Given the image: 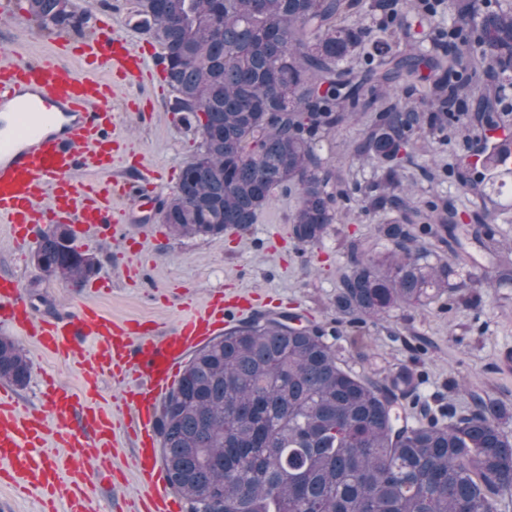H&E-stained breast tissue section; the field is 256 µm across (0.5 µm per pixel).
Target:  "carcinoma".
I'll list each match as a JSON object with an SVG mask.
<instances>
[{"label":"carcinoma","mask_w":512,"mask_h":512,"mask_svg":"<svg viewBox=\"0 0 512 512\" xmlns=\"http://www.w3.org/2000/svg\"><path fill=\"white\" fill-rule=\"evenodd\" d=\"M39 28L76 23L73 0H24ZM455 20L439 33L441 51L415 55L395 31L371 42L373 67L348 65L369 29L351 19L360 0H134L131 20L163 48L169 111L203 131L200 151L180 171L164 204L163 223L181 237L209 238L255 223L278 188L295 192L292 236L313 248L340 221L345 179L317 144L358 113L376 121L355 144L361 161L384 168L369 208L417 213L402 174L415 140L453 126L460 98L478 132L474 170L458 178L478 195L497 191L495 175L512 154V135L483 65L512 81V7L483 12L477 0H439ZM481 55L457 81L460 47ZM429 82L431 110L390 102L403 80ZM427 224H381L384 247L345 240L347 266L336 294V322L359 329L391 311L453 305L456 261L436 251L456 236L458 210L430 203ZM479 216L467 234L485 244ZM43 272L69 288L95 272L94 256L64 244L52 229L35 249ZM336 328L296 313L244 321L210 340L185 364L158 420L170 485L187 512H512V437L501 429L507 409L477 397L456 410L418 396L423 374L401 364L374 378L338 357ZM31 359L0 336V380L23 387Z\"/></svg>","instance_id":"obj_1"}]
</instances>
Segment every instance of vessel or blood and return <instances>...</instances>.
I'll return each mask as SVG.
<instances>
[{"label":"vessel or blood","instance_id":"b4317fda","mask_svg":"<svg viewBox=\"0 0 512 512\" xmlns=\"http://www.w3.org/2000/svg\"><path fill=\"white\" fill-rule=\"evenodd\" d=\"M71 53L81 58L86 74L52 58L25 62L0 55V220L20 242L31 238L36 225L53 222L73 225L80 233L94 228L104 238L122 228L112 198L129 193L132 184L100 189L77 181L76 175L110 170L121 158L119 115L112 110L116 88L96 78V71L138 79L147 62L108 22ZM251 307L247 297L227 301L216 296L185 318L175 335L156 338L87 305L73 314L35 317L18 283L0 280V318L26 332L42 350L90 364L93 372L120 382L128 374L136 376L124 407L132 413L128 429L137 446L144 493L135 503L116 500V512H134L138 506L144 512H178L158 463L154 405L175 385L186 353ZM89 336L100 344L88 358L84 343ZM94 396V390L80 396L50 380L43 410L29 412L1 394L0 477L57 496L65 512H90L89 490L96 483H111L117 445V418L112 410L93 406ZM51 440L67 449L65 459L46 452ZM91 460L97 467L90 476L86 465Z\"/></svg>","mask_w":512,"mask_h":512}]
</instances>
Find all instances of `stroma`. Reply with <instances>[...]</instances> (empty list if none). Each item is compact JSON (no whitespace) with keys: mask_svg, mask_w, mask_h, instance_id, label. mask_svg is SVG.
I'll list each match as a JSON object with an SVG mask.
<instances>
[{"mask_svg":"<svg viewBox=\"0 0 512 512\" xmlns=\"http://www.w3.org/2000/svg\"><path fill=\"white\" fill-rule=\"evenodd\" d=\"M85 21L78 27L44 31L27 14L0 17V52L26 61L49 56L56 41H89L96 19L110 18L114 27L125 29L130 17V0H76ZM398 26L407 32L408 43L422 54L435 52L437 28L451 25L447 15L430 22L416 9L414 0H400ZM112 109L120 116L119 141L124 161L100 173V180H125L136 166L160 171L163 183L158 196H121L113 201L125 214L120 235L108 239L88 237L78 241L80 250L93 253L98 262L89 286L69 288L45 276L33 260L36 241L16 243L7 225L0 223V275L13 276L31 309L39 315L68 313L89 305L120 322L158 326L160 335L175 332L192 312V304H203L214 295L226 297L252 294L255 316L274 311H294L306 319L325 323L335 318V299L340 274L347 259L342 245L345 232L375 238L378 225L390 213L365 209L369 186L383 172L354 159L352 147L375 119L362 115L326 135L322 153L329 163L348 175L351 198L341 205V222L314 249L300 246L291 236L290 216L295 198L278 189L271 204L245 230L212 238H183L170 235L160 220L162 204L175 188L182 167L200 150L198 133L169 112L171 89L162 73L152 80L119 82ZM471 131L457 125L452 131L437 132L422 140L415 162L406 166L404 182L419 202L437 198L452 201L460 222L482 210L473 195L451 174L459 158L469 156ZM0 336L15 340L32 361L25 387L11 393L21 409H41L46 378L71 391H81L85 368L70 360L48 354L12 326L0 323ZM371 343L368 359L349 353L351 367L360 373H380L393 365L418 359L424 374L421 395L456 407H471L474 396H490L512 410V373L497 366V352L512 344V282L495 283L481 292L478 304L447 306L439 302L427 307L403 306L392 312L386 327H367ZM133 441L120 439L113 466L122 474L112 489L97 490L91 497V512H113L114 499L137 498L142 486L133 467Z\"/></svg>","mask_w":512,"mask_h":512,"instance_id":"1","label":"stroma"}]
</instances>
